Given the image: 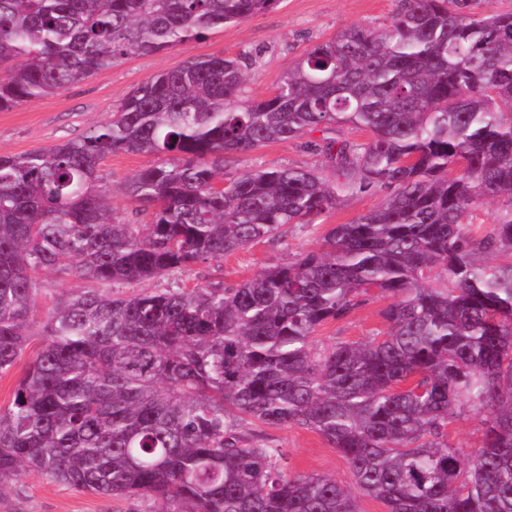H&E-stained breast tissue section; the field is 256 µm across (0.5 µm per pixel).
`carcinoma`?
Segmentation results:
<instances>
[{
	"mask_svg": "<svg viewBox=\"0 0 512 512\" xmlns=\"http://www.w3.org/2000/svg\"><path fill=\"white\" fill-rule=\"evenodd\" d=\"M390 25L312 45L260 101L252 56L161 72L86 135L0 156V374L28 347L36 273L95 284L61 300L8 405L0 487L21 470L164 512H359L345 485L291 474L256 420L321 435L388 512H512V10L401 0ZM281 0H0V111L57 94L131 53L157 54ZM352 126L365 141L342 136ZM310 142L304 167L224 173L225 155ZM165 159L126 194L121 224L95 190L118 153ZM386 192L321 247L233 286L109 295L312 224L346 195ZM498 205L483 235L482 202ZM376 291L388 330L314 346ZM485 410L471 454L450 420Z\"/></svg>",
	"mask_w": 512,
	"mask_h": 512,
	"instance_id": "1",
	"label": "carcinoma"
}]
</instances>
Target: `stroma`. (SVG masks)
<instances>
[{
    "mask_svg": "<svg viewBox=\"0 0 512 512\" xmlns=\"http://www.w3.org/2000/svg\"><path fill=\"white\" fill-rule=\"evenodd\" d=\"M398 5V0H281L275 10L225 25L204 39L158 54L126 55L60 93L0 111V155H22L85 135L98 123L110 119L116 107L138 85L192 58L253 52L241 97L247 101L266 98L282 73L313 44L350 25L387 26ZM156 161V156L150 153H115L102 162L96 187L106 196L117 221L150 223L151 207L132 201L125 193V186L137 171ZM274 166L323 172L328 169L320 152L297 139L271 142L246 154L229 155L226 170L234 174ZM383 199L380 193L345 196L336 208L320 215L315 223L283 226L278 240L255 243L224 258L192 264L173 276L142 286L113 284L109 291L130 296L144 288L159 290L180 285L190 289L235 284L319 248L329 228L356 220ZM86 286L85 280L72 273L55 269L38 273L29 316V351L41 346L44 325L57 303L81 293ZM388 303V298L373 297L346 318L327 322L316 333V347L323 349L339 341L363 342L386 331L382 312ZM249 429L284 449L290 473L315 474L344 485L352 484L348 462L316 432L295 426L271 428L257 422L251 423ZM161 508L160 502L151 499H116L81 492L49 482L33 472L21 473L0 495V512H161Z\"/></svg>",
    "mask_w": 512,
    "mask_h": 512,
    "instance_id": "1",
    "label": "stroma"
}]
</instances>
